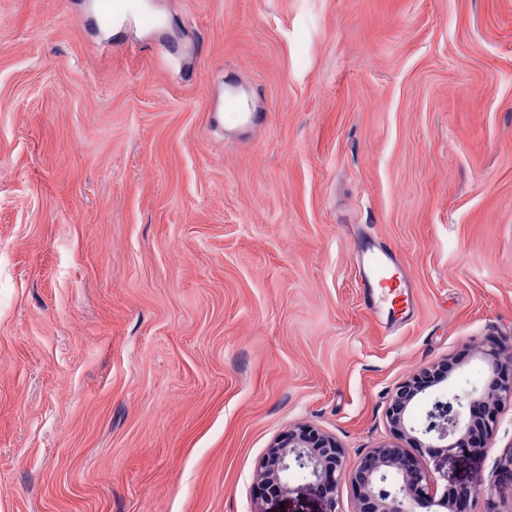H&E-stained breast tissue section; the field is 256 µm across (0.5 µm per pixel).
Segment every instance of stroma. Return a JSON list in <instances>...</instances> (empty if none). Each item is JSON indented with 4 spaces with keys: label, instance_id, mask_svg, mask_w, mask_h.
<instances>
[{
    "label": "stroma",
    "instance_id": "35a3bbf8",
    "mask_svg": "<svg viewBox=\"0 0 512 512\" xmlns=\"http://www.w3.org/2000/svg\"><path fill=\"white\" fill-rule=\"evenodd\" d=\"M0 0V512H322L256 494L289 429L355 463L394 388L512 335V0ZM234 90L254 120L211 125ZM406 264L370 312L364 242ZM512 406L448 482L512 501Z\"/></svg>",
    "mask_w": 512,
    "mask_h": 512
}]
</instances>
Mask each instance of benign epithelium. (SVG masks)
Segmentation results:
<instances>
[{"mask_svg":"<svg viewBox=\"0 0 512 512\" xmlns=\"http://www.w3.org/2000/svg\"><path fill=\"white\" fill-rule=\"evenodd\" d=\"M491 373L477 399L472 391L448 394L451 416L439 425H406L407 406L424 386L404 382L396 389L386 416L397 435L415 434L417 455L387 442L350 465L332 437L311 426L289 430L261 464L258 496L292 494L296 487L291 474L300 470L301 487L322 500L324 512H336V492L343 480L352 487L358 512H416L433 506L442 512H467L470 491L460 486L440 491L437 478H448V457L487 447L496 435L501 409L512 405V362L494 359Z\"/></svg>","mask_w":512,"mask_h":512,"instance_id":"obj_1","label":"benign epithelium"}]
</instances>
